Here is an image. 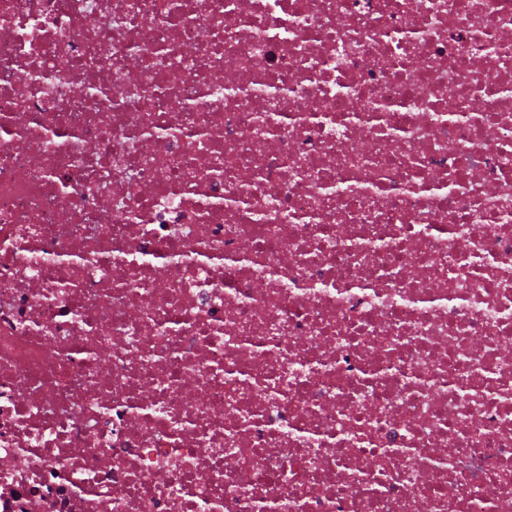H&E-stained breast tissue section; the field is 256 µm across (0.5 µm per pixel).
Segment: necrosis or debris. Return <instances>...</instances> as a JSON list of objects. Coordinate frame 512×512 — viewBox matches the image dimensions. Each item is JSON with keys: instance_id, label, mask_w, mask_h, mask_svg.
Returning a JSON list of instances; mask_svg holds the SVG:
<instances>
[{"instance_id": "necrosis-or-debris-1", "label": "necrosis or debris", "mask_w": 512, "mask_h": 512, "mask_svg": "<svg viewBox=\"0 0 512 512\" xmlns=\"http://www.w3.org/2000/svg\"><path fill=\"white\" fill-rule=\"evenodd\" d=\"M0 512H512V0H0Z\"/></svg>"}]
</instances>
